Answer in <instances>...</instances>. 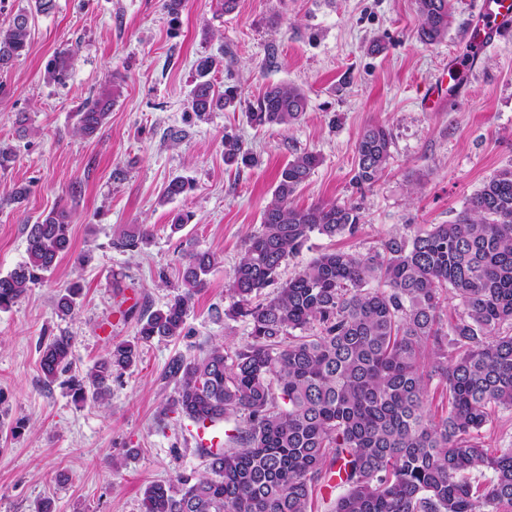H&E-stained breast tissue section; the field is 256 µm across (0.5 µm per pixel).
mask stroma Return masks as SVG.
Segmentation results:
<instances>
[{"instance_id":"obj_1","label":"stroma","mask_w":512,"mask_h":512,"mask_svg":"<svg viewBox=\"0 0 512 512\" xmlns=\"http://www.w3.org/2000/svg\"><path fill=\"white\" fill-rule=\"evenodd\" d=\"M489 2L453 0L448 33L433 45L417 38L415 0H238L230 14L220 0H183L175 15L162 0H55L52 12L33 16L27 54L0 70V144L17 154L0 168V274L26 259L28 225L53 208L72 213V250L46 283L0 311V512H35L44 499L53 512H142L151 483L204 473L193 423L163 411L175 393L165 372L175 356L247 342L245 319L226 314L227 289L288 160L321 158L293 206L354 204L363 226L354 236L312 235L282 266L283 281L322 251L364 252L406 224L455 222L489 175L512 166V35L431 107L422 103L449 62L465 56L466 31ZM65 49L75 56L60 84L48 67ZM203 55L223 56L211 79L236 86L238 99L199 120L188 99ZM116 73L121 94L103 128L76 135L77 112ZM269 84L306 92L300 121L248 122L249 102ZM375 123L392 135V158L377 183L361 187L355 145ZM228 133L253 152V167L225 163ZM175 177L192 190L161 201ZM21 186L29 193L13 203ZM180 212L193 219L175 232ZM126 224L148 225L150 245L114 251L113 234ZM189 247L217 263L181 336L144 347L105 404H77L61 383L44 385L40 341L72 336L71 371L84 374L112 342L134 337L143 311L175 295ZM83 253L91 259L81 265ZM74 281L83 295L60 316L55 294Z\"/></svg>"}]
</instances>
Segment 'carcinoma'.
<instances>
[{"instance_id":"obj_1","label":"carcinoma","mask_w":512,"mask_h":512,"mask_svg":"<svg viewBox=\"0 0 512 512\" xmlns=\"http://www.w3.org/2000/svg\"><path fill=\"white\" fill-rule=\"evenodd\" d=\"M0 27V70L29 48L32 12L47 14L55 0H32ZM418 39L448 33L451 0H416ZM74 51L60 52L52 78L60 81ZM219 61H197L199 81L189 108L197 117L234 103L208 79ZM121 82L113 78L78 116V133L96 135ZM296 86L270 85L246 112L251 125H289L306 112ZM392 135L370 125L355 147V175L371 186L391 159ZM224 160L252 167L254 156L224 137ZM320 163L304 152L280 170L262 231L248 237L228 288L227 314L246 319L249 341L229 349L209 346L199 360L172 359L171 406L197 422L235 418L233 447L205 455L207 475L179 477L181 487L154 482L144 512H312L314 495L344 488L332 512H512V448H487L482 429L500 410H512V169L486 178L452 224L403 231L365 253L324 251L278 282L279 270L318 233L353 236L362 214L356 205L322 203L306 209L290 199ZM190 188L177 177L164 188L170 201ZM70 214L52 209L28 225L27 260L0 275V310L11 308L41 282L71 246ZM152 233L129 224L112 247L135 252ZM216 264L208 251L182 257L179 291L161 309L147 311L131 340L112 343L106 356L67 387L74 401L99 403L112 376L129 370L140 347L182 334L196 292ZM277 285L263 300L262 291ZM81 292L70 283L56 310L70 315ZM456 301L454 314L445 303ZM73 337L60 334L42 347L46 382L71 367ZM447 406L428 407L431 385ZM490 472L478 481L474 474Z\"/></svg>"}]
</instances>
